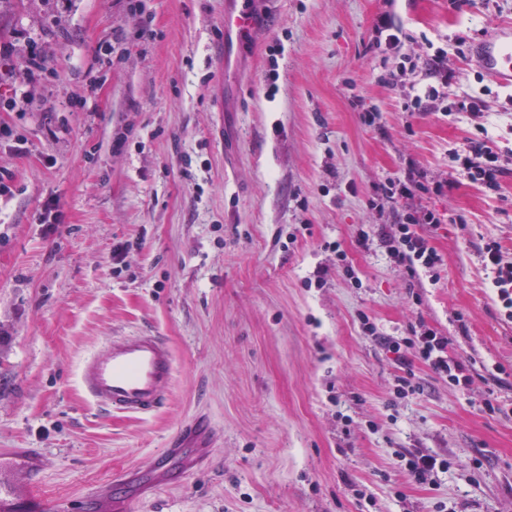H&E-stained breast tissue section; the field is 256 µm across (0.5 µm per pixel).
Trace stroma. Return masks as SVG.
<instances>
[{"instance_id":"1","label":"stroma","mask_w":512,"mask_h":512,"mask_svg":"<svg viewBox=\"0 0 512 512\" xmlns=\"http://www.w3.org/2000/svg\"><path fill=\"white\" fill-rule=\"evenodd\" d=\"M386 8L256 0L241 40L224 0H0V100L23 96L0 109V466L17 498L148 467L205 411L204 456L117 512H512V412L484 408L490 394L512 405V321L476 258L487 237L512 254V92L452 52V90L483 116L401 112L411 87L384 84L398 61L374 46ZM396 11L411 53L512 24V0ZM480 124L506 173L495 195L465 181L424 198L446 216L431 239L441 281L407 276L379 239L361 249L358 228L394 221L395 206L369 207L376 186L412 161L445 176ZM362 312L387 336L420 319L440 330L472 362L470 391L419 363L423 394L393 402L398 368ZM143 330L175 357L165 403L97 409L80 362ZM417 448L456 465L415 482L393 459Z\"/></svg>"}]
</instances>
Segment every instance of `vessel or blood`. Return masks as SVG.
<instances>
[{
	"label": "vessel or blood",
	"mask_w": 512,
	"mask_h": 512,
	"mask_svg": "<svg viewBox=\"0 0 512 512\" xmlns=\"http://www.w3.org/2000/svg\"><path fill=\"white\" fill-rule=\"evenodd\" d=\"M253 25L250 0H235L224 13L225 28L247 34ZM476 65L502 86L512 88V33L478 44ZM173 355L162 337L147 332L114 336L83 360L78 385L97 408L118 414L146 416L165 402L174 376ZM211 432L205 416H198L170 447L161 449L152 467L136 472L134 479L147 489L166 485L164 469L197 458Z\"/></svg>",
	"instance_id": "b4317fda"
}]
</instances>
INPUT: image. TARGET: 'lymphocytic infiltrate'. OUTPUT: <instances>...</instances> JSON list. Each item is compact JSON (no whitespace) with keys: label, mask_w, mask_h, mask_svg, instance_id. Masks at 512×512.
<instances>
[{"label":"lymphocytic infiltrate","mask_w":512,"mask_h":512,"mask_svg":"<svg viewBox=\"0 0 512 512\" xmlns=\"http://www.w3.org/2000/svg\"><path fill=\"white\" fill-rule=\"evenodd\" d=\"M465 54L466 37H457L452 48L442 46L410 57L412 72L417 73L422 83L403 98L399 108L404 112H441L453 115L464 112L479 115L483 104L474 96L447 101L446 90L454 81L455 74L448 65L449 52ZM452 177H459L480 185L486 192L495 194L500 189V178L504 173L500 155L485 126H478L476 134L466 138L462 145L449 152ZM452 178H436L416 164H409L405 174L389 178L377 188L371 206L395 204L402 200L412 201L413 206L393 224L382 225L379 234L389 256L409 277L426 276L430 283L441 278L443 259L431 242V232L444 221L435 210L417 206L416 198L426 195H441L451 187ZM477 259L482 269L491 277L497 300L506 318L512 319V259L506 258L502 245L496 239L487 238L477 250ZM359 321L364 335L377 339L393 354L399 367L393 393L405 398L424 392L422 383L413 369L414 362H421L450 386L459 390H470L473 376L466 359L450 354L449 339L425 321L412 327L410 336L397 339L380 335L367 314H360Z\"/></svg>","instance_id":"obj_1"}]
</instances>
